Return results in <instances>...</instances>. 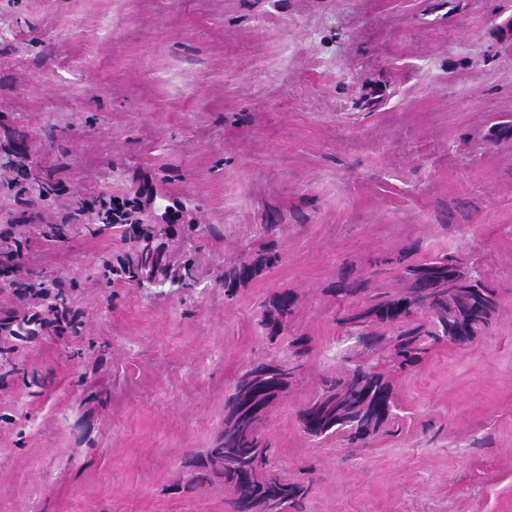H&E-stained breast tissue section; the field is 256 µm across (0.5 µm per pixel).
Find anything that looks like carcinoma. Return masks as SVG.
I'll use <instances>...</instances> for the list:
<instances>
[{
    "mask_svg": "<svg viewBox=\"0 0 512 512\" xmlns=\"http://www.w3.org/2000/svg\"><path fill=\"white\" fill-rule=\"evenodd\" d=\"M165 233L155 224L144 228L120 271L141 283L163 284L173 280L160 246L152 239ZM414 248L394 256L378 257L372 265L398 272L403 288L381 291L369 279L341 272L332 293L336 296V324L347 337L371 352L388 350L394 366L402 371L417 367L425 344L453 341L452 329L464 328L459 344H469L491 324L501 297L479 266L453 254L427 255L411 260ZM274 241L258 254L224 270V294L232 297L263 269L279 262ZM295 301L287 291L274 294L264 305L260 325L274 338L288 324ZM312 351L302 334L288 338V357L251 362L238 375L224 400V431L212 448L203 451V462L193 475L202 484L224 481L233 492L234 512H287L298 509L309 486L289 482L274 472L273 452L262 435L263 422L274 404L298 378L302 361ZM344 371L323 380L321 387L297 411L302 431L314 439L340 435L356 446L387 428L395 419L394 388L375 363L361 362L356 353L342 356Z\"/></svg>",
    "mask_w": 512,
    "mask_h": 512,
    "instance_id": "1",
    "label": "carcinoma"
}]
</instances>
